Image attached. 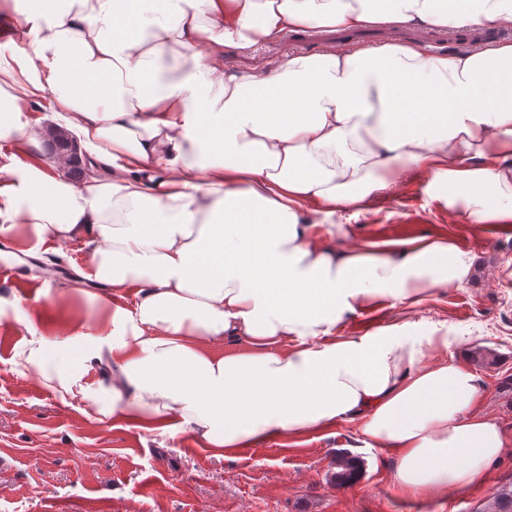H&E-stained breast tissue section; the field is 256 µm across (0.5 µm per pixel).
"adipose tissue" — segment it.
<instances>
[{
    "label": "adipose tissue",
    "instance_id": "ef3b65f1",
    "mask_svg": "<svg viewBox=\"0 0 512 512\" xmlns=\"http://www.w3.org/2000/svg\"><path fill=\"white\" fill-rule=\"evenodd\" d=\"M0 17V236L82 244L104 286L82 293L97 336L80 317L62 337L31 330L14 367L88 417L219 455L359 421L405 498L468 491L499 459L477 375L442 359L448 325L420 315L469 280L468 253L427 238L334 249L305 214L361 217L406 165L447 180L465 219L512 220V42L216 64L225 45L309 27L512 29V0H0ZM32 105L76 135L81 180L41 155ZM385 300L409 315L339 336Z\"/></svg>",
    "mask_w": 512,
    "mask_h": 512
}]
</instances>
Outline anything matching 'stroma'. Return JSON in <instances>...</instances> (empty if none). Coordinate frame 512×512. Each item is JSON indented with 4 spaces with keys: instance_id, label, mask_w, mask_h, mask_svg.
Returning a JSON list of instances; mask_svg holds the SVG:
<instances>
[{
    "instance_id": "stroma-1",
    "label": "stroma",
    "mask_w": 512,
    "mask_h": 512,
    "mask_svg": "<svg viewBox=\"0 0 512 512\" xmlns=\"http://www.w3.org/2000/svg\"><path fill=\"white\" fill-rule=\"evenodd\" d=\"M369 25L353 33L318 30L316 37L288 32L243 53L224 50L228 72L275 65L293 53L317 54L343 45L374 47L389 40L421 43L437 54L512 40V30L488 33ZM321 243L440 238L474 258L460 288L437 290L424 314L448 323L449 361L479 377V408L495 417L508 441L501 457L467 494L435 492L419 499L392 488L391 453L366 447L355 421L314 434L268 439L218 456L190 434L163 437L87 418L62 401L34 373L12 371L14 346L27 335L60 330L74 314L94 321L73 290L88 269L79 245H25L0 236V258L18 260L15 277H0V293L17 307L0 313V512H490L492 494L512 481V234L495 237L448 208V183L402 169L393 188L377 195L365 216L318 229ZM356 460L357 479L344 488L331 476L338 459Z\"/></svg>"
}]
</instances>
